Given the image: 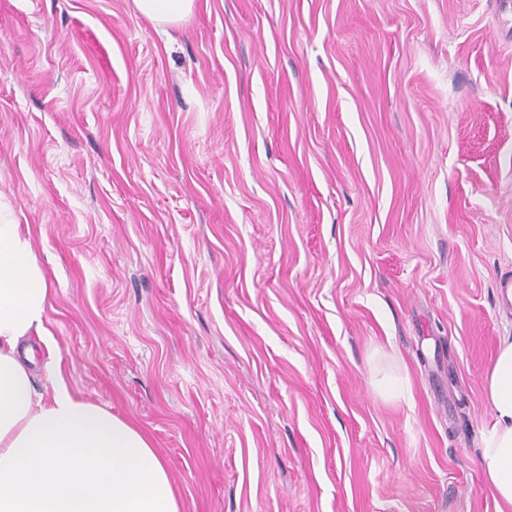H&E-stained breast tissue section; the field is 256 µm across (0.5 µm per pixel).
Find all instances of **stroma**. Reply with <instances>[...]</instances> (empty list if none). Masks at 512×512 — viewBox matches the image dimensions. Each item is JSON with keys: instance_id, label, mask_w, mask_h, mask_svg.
I'll return each mask as SVG.
<instances>
[{"instance_id": "obj_1", "label": "stroma", "mask_w": 512, "mask_h": 512, "mask_svg": "<svg viewBox=\"0 0 512 512\" xmlns=\"http://www.w3.org/2000/svg\"><path fill=\"white\" fill-rule=\"evenodd\" d=\"M501 0H0V211L45 366L129 421L181 512H499L512 309ZM395 379L403 397L377 387ZM194 0H135L138 10L151 20L167 24L191 12ZM491 424L481 446V460L498 502L512 506V336L503 338L486 378Z\"/></svg>"}]
</instances>
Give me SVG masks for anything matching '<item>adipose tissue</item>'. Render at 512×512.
<instances>
[{
	"label": "adipose tissue",
	"mask_w": 512,
	"mask_h": 512,
	"mask_svg": "<svg viewBox=\"0 0 512 512\" xmlns=\"http://www.w3.org/2000/svg\"><path fill=\"white\" fill-rule=\"evenodd\" d=\"M50 290L28 237L0 214V512H180L149 439L99 404L76 399L60 366L35 386L22 338L44 328ZM491 424L481 460L496 501L512 506V336L486 378Z\"/></svg>",
	"instance_id": "1"
}]
</instances>
